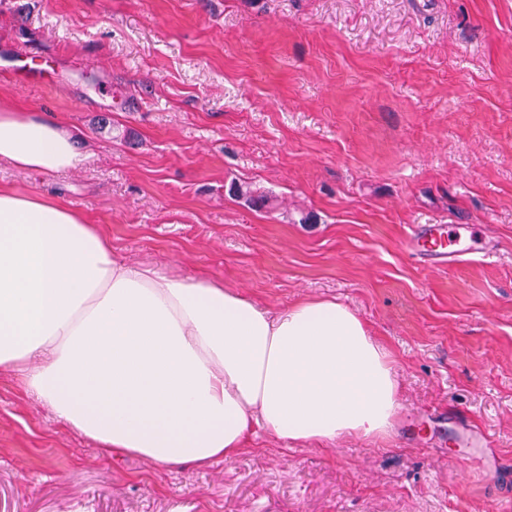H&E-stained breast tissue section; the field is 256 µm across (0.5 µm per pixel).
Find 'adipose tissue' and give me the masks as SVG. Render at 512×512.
Here are the masks:
<instances>
[{
  "label": "adipose tissue",
  "mask_w": 512,
  "mask_h": 512,
  "mask_svg": "<svg viewBox=\"0 0 512 512\" xmlns=\"http://www.w3.org/2000/svg\"><path fill=\"white\" fill-rule=\"evenodd\" d=\"M78 131L0 112V161L53 173L86 154ZM107 459L205 469L234 461L254 428L283 442L388 433L393 362L336 300L273 314L209 276L112 256L67 204L0 186V366Z\"/></svg>",
  "instance_id": "obj_1"
}]
</instances>
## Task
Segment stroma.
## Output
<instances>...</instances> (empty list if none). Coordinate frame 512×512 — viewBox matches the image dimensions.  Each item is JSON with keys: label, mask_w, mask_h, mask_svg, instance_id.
I'll return each mask as SVG.
<instances>
[{"label": "stroma", "mask_w": 512, "mask_h": 512, "mask_svg": "<svg viewBox=\"0 0 512 512\" xmlns=\"http://www.w3.org/2000/svg\"><path fill=\"white\" fill-rule=\"evenodd\" d=\"M0 111L52 115L88 155L0 162L1 184L85 212L118 260L274 313L336 299L400 389L387 435L258 429L200 471L102 461L1 367L0 512H512L436 419L512 469V0H0ZM416 224L482 225L493 252L411 258Z\"/></svg>", "instance_id": "1"}]
</instances>
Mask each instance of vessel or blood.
<instances>
[{"label": "vessel or blood", "mask_w": 512, "mask_h": 512, "mask_svg": "<svg viewBox=\"0 0 512 512\" xmlns=\"http://www.w3.org/2000/svg\"><path fill=\"white\" fill-rule=\"evenodd\" d=\"M405 246L417 257L448 262L485 255L491 250L475 224H419L414 226Z\"/></svg>", "instance_id": "1"}]
</instances>
